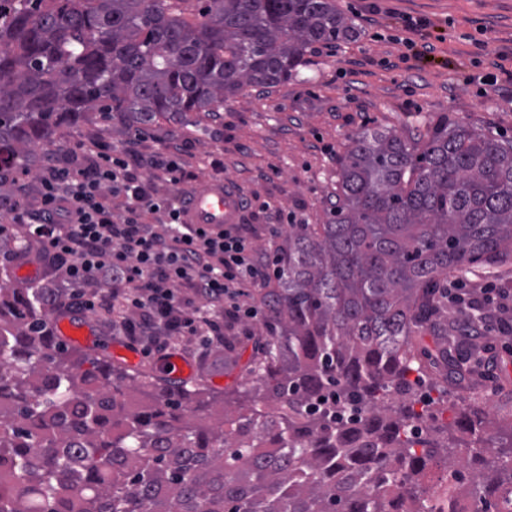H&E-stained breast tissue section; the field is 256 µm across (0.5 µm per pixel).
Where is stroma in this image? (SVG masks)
Wrapping results in <instances>:
<instances>
[{"mask_svg": "<svg viewBox=\"0 0 512 512\" xmlns=\"http://www.w3.org/2000/svg\"><path fill=\"white\" fill-rule=\"evenodd\" d=\"M359 28L357 40L315 45L296 78L269 89L245 88L216 116L188 114L185 121L159 119L147 130L149 149L188 138L196 180L212 177L210 156L224 162V180L255 200L239 221L258 247L282 210L304 224H321L336 193L339 158L359 130L423 136L432 119L448 115L466 124L512 136V83L489 86L479 75L494 63L512 67V0H380L381 12L363 20L366 0H336ZM404 15L430 20L432 57L399 62L402 45L388 41ZM103 138L122 145L115 126L92 115L57 131L59 163H79L70 146ZM480 344L493 370L480 367L458 383L435 372L416 377L424 396L448 391L453 405L441 422L453 423L456 408L472 405L493 419L512 413V335L480 324Z\"/></svg>", "mask_w": 512, "mask_h": 512, "instance_id": "1", "label": "stroma"}]
</instances>
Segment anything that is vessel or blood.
I'll list each match as a JSON object with an SVG mask.
<instances>
[{"instance_id": "vessel-or-blood-1", "label": "vessel or blood", "mask_w": 512, "mask_h": 512, "mask_svg": "<svg viewBox=\"0 0 512 512\" xmlns=\"http://www.w3.org/2000/svg\"><path fill=\"white\" fill-rule=\"evenodd\" d=\"M185 209L192 224L214 228L234 224L241 213V195L224 180L211 178L189 191ZM54 333L83 348H96L102 343L93 323L78 314L57 317Z\"/></svg>"}]
</instances>
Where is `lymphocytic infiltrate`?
Returning <instances> with one entry per match:
<instances>
[{
	"label": "lymphocytic infiltrate",
	"mask_w": 512,
	"mask_h": 512,
	"mask_svg": "<svg viewBox=\"0 0 512 512\" xmlns=\"http://www.w3.org/2000/svg\"><path fill=\"white\" fill-rule=\"evenodd\" d=\"M83 166L47 157L36 213L0 199L56 262L73 288L68 308L103 311L104 324L128 347L164 361L174 354L171 336H198L211 348L225 320H259L244 304L266 287L270 265L261 263L246 229L208 230L183 221L178 198L159 195L158 183H184L183 148L158 153L141 169L127 146L80 142Z\"/></svg>",
	"instance_id": "f902f5d3"
}]
</instances>
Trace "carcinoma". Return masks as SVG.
Returning <instances> with one entry per match:
<instances>
[{
  "mask_svg": "<svg viewBox=\"0 0 512 512\" xmlns=\"http://www.w3.org/2000/svg\"><path fill=\"white\" fill-rule=\"evenodd\" d=\"M0 0V180L91 112L120 131L216 112L355 40L336 0ZM512 262V137L443 115L421 139L363 130L323 224H290L258 296L252 386L133 375L53 336L58 298L0 283V512H442L420 478L458 468L408 376L459 382L482 350L448 330V272ZM433 347L414 337L423 329ZM224 337V372L239 366ZM460 492L512 512V467Z\"/></svg>",
  "mask_w": 512,
  "mask_h": 512,
  "instance_id": "cac0c4a2",
  "label": "carcinoma"
}]
</instances>
